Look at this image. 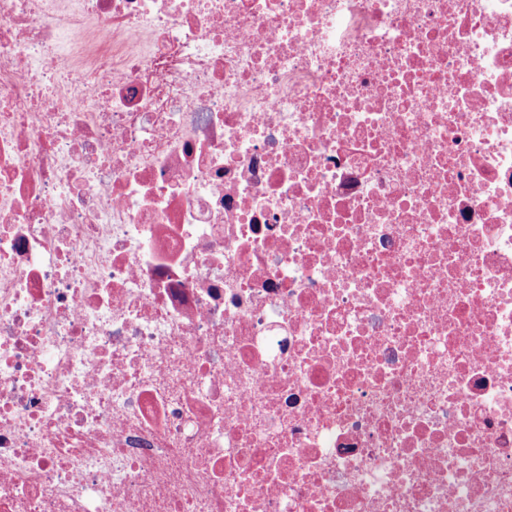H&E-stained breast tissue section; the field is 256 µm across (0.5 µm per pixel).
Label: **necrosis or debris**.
I'll return each mask as SVG.
<instances>
[{
    "instance_id": "4bbe7bcc",
    "label": "necrosis or debris",
    "mask_w": 512,
    "mask_h": 512,
    "mask_svg": "<svg viewBox=\"0 0 512 512\" xmlns=\"http://www.w3.org/2000/svg\"><path fill=\"white\" fill-rule=\"evenodd\" d=\"M0 512H512V0H0Z\"/></svg>"
}]
</instances>
